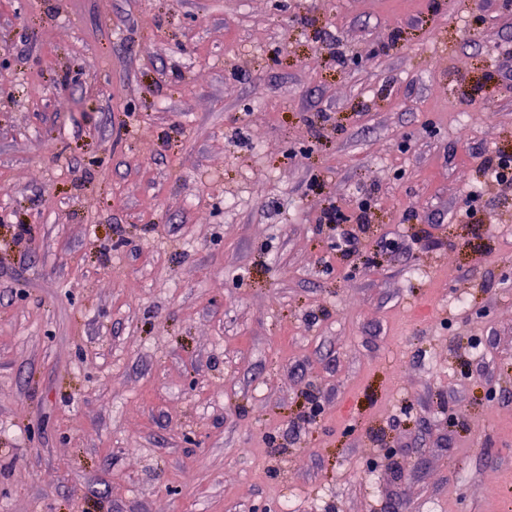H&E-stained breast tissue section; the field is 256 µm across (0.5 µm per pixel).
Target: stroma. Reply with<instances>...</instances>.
Listing matches in <instances>:
<instances>
[{"instance_id": "1", "label": "stroma", "mask_w": 512, "mask_h": 512, "mask_svg": "<svg viewBox=\"0 0 512 512\" xmlns=\"http://www.w3.org/2000/svg\"><path fill=\"white\" fill-rule=\"evenodd\" d=\"M502 148L512 0H0V512H512ZM484 176L493 184L512 188V152L499 150L494 159H489L484 166ZM350 221L351 216L333 204L324 208L320 216L319 223L329 224L330 228L336 232V251L341 252L342 255H349L359 248V238L350 224H347Z\"/></svg>"}]
</instances>
